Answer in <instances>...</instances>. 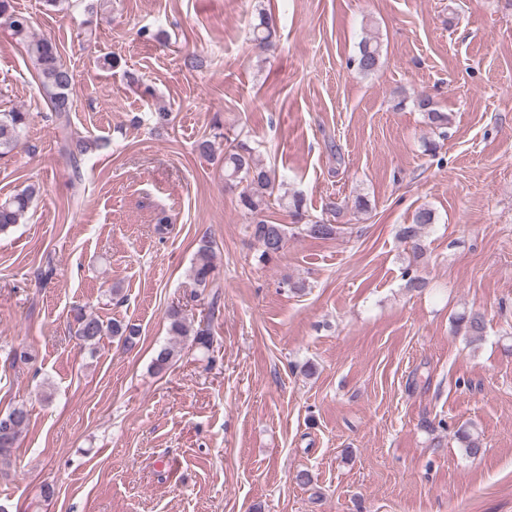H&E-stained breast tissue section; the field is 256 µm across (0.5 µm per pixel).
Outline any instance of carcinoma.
<instances>
[{"instance_id": "obj_1", "label": "carcinoma", "mask_w": 512, "mask_h": 512, "mask_svg": "<svg viewBox=\"0 0 512 512\" xmlns=\"http://www.w3.org/2000/svg\"><path fill=\"white\" fill-rule=\"evenodd\" d=\"M0 19L11 35L24 45L25 52L38 80V89L50 109L62 115L72 109L70 91L73 84V73L62 60L55 44L47 39L31 36L32 21L30 16L15 10L12 0H0ZM258 23L253 25V42L259 50L270 46L275 34V21L270 13L261 8L257 14ZM380 47L378 42L365 39L360 43L359 54L354 60L357 69L369 75L379 64ZM415 105L424 113L428 123L446 135L448 113L434 107L432 99L421 96ZM28 123V113L15 110L0 113V155L13 149L21 138ZM98 141L85 137L64 136L63 150L74 171H79V163ZM224 180L243 185L239 193V205L253 216L247 232L260 244L262 252L260 260L269 261L278 256L288 242V225L277 224L263 218V211L275 188L276 176L259 164L253 157L251 148L243 141L228 147L224 151ZM35 193V187L28 186L10 199L0 203V233L7 231L19 223L26 214ZM434 212L429 208L419 209L410 224L400 226L398 236L404 241H418L421 230L434 223ZM301 230L316 239H329L339 233L340 227L324 221L304 224ZM213 252L210 244L202 243L197 251L191 275L195 284L203 289L213 281ZM169 331L177 338H189L195 346L208 350L213 340L209 326H194L186 321L181 310L171 308L167 312ZM74 321L77 324L76 336L89 349H95L103 336L110 334L118 339L123 347L132 349L137 344L139 329L132 324L112 322L104 324L98 317L82 308L74 309ZM456 330L477 341L484 336L485 317L480 312H471L455 320ZM178 356L173 345L161 348L154 359L153 367L162 372L172 365ZM29 410L26 405L17 404L6 411H0V457H7L15 448L20 436L27 428Z\"/></svg>"}]
</instances>
